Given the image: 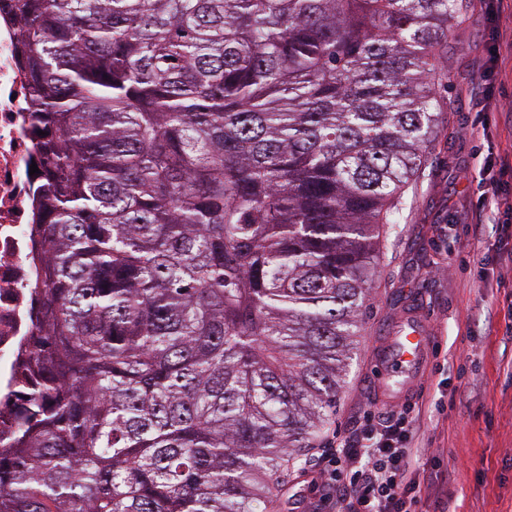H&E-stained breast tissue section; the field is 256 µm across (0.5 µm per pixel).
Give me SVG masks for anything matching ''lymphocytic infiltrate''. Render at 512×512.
<instances>
[{
    "instance_id": "f902f5d3",
    "label": "lymphocytic infiltrate",
    "mask_w": 512,
    "mask_h": 512,
    "mask_svg": "<svg viewBox=\"0 0 512 512\" xmlns=\"http://www.w3.org/2000/svg\"><path fill=\"white\" fill-rule=\"evenodd\" d=\"M363 419L361 429L310 463L306 474L320 496L307 512H423L429 504L443 512L431 483L411 470L421 431L414 406L388 415L369 410Z\"/></svg>"
}]
</instances>
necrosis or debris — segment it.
<instances>
[{"label": "necrosis or debris", "mask_w": 512, "mask_h": 512, "mask_svg": "<svg viewBox=\"0 0 512 512\" xmlns=\"http://www.w3.org/2000/svg\"><path fill=\"white\" fill-rule=\"evenodd\" d=\"M27 81L18 67L14 31L0 12V381L17 369L21 337L34 333L31 290L41 278L34 212L40 161Z\"/></svg>", "instance_id": "obj_1"}]
</instances>
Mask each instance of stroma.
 <instances>
[{"mask_svg":"<svg viewBox=\"0 0 512 512\" xmlns=\"http://www.w3.org/2000/svg\"><path fill=\"white\" fill-rule=\"evenodd\" d=\"M498 39V80L481 104L488 46ZM446 130L417 181L403 190L400 221L381 236L380 257L349 374L321 432L354 430L363 413L391 405L378 367L403 313L418 310L439 352H426L400 400L444 398L421 418L417 471L448 483V512H512V223L488 218L484 259L473 261L470 226L489 190L484 165L512 155V0L497 16L465 0L448 37Z\"/></svg>","mask_w":512,"mask_h":512,"instance_id":"35a3bbf8","label":"stroma"}]
</instances>
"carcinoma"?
<instances>
[{"label": "carcinoma", "instance_id": "1", "mask_svg": "<svg viewBox=\"0 0 512 512\" xmlns=\"http://www.w3.org/2000/svg\"><path fill=\"white\" fill-rule=\"evenodd\" d=\"M42 178L0 512H270L336 408L459 0H0Z\"/></svg>", "mask_w": 512, "mask_h": 512}]
</instances>
